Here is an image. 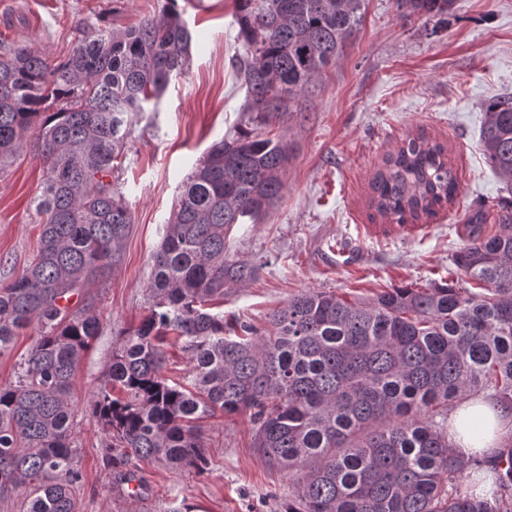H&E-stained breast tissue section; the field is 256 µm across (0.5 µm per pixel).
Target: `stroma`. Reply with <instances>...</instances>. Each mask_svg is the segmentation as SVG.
<instances>
[{
	"instance_id": "obj_1",
	"label": "stroma",
	"mask_w": 512,
	"mask_h": 512,
	"mask_svg": "<svg viewBox=\"0 0 512 512\" xmlns=\"http://www.w3.org/2000/svg\"><path fill=\"white\" fill-rule=\"evenodd\" d=\"M164 0H0V43H25L65 60L80 30L114 29L160 14ZM192 33L184 76L171 80L157 111L132 120L127 158L112 180L132 224L122 262L96 289L101 330L76 372L74 446L83 484L78 512H162L168 502L194 512H284L292 477L253 446L248 415L204 421L207 475L141 464L149 494L113 495L101 456L105 437L86 412L122 330L145 313L151 256L183 182L215 141L247 123L246 90L232 59L240 50L234 0H179ZM362 24L336 62L308 84L269 127L291 157L281 197L258 224L236 225L226 246L257 266L255 279L224 293L225 318L259 331L302 290L368 299L396 285L425 288L447 277L466 240V219L495 218L508 192L480 144L483 105L512 94V0H457L446 22L400 13L396 0H363ZM419 134L443 143L458 194L435 217L399 225L369 206L370 182L385 155ZM44 178L35 148L0 174V282L22 273L40 227L32 205Z\"/></svg>"
}]
</instances>
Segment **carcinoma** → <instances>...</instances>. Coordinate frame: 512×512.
<instances>
[{
	"mask_svg": "<svg viewBox=\"0 0 512 512\" xmlns=\"http://www.w3.org/2000/svg\"><path fill=\"white\" fill-rule=\"evenodd\" d=\"M361 2L234 0L253 127L195 164L152 255L146 314L113 347L88 402L119 492L147 493L141 461L208 473L197 422L219 409L249 414L254 447L295 477L285 512H512L511 208L494 233H484L482 211L466 225L453 261L475 291L452 281L369 300L302 290L264 333L220 311L224 290L257 273L227 254L230 233L261 222L283 189L288 144L264 128L355 37ZM455 3L397 0L433 18ZM166 4L135 26L82 32L59 63L24 43L0 45V172L29 143L45 171L37 249L0 283V356L21 331L39 333L15 381L0 387V498L18 499V512H77L71 395L100 331L91 288L119 266L131 228L112 174L126 159L131 116L157 107L191 55L177 0ZM483 112L485 159L511 190L512 95ZM370 187L378 213L413 224L454 200L458 175L444 145L420 135L385 156ZM170 336L191 365L186 384L163 374ZM478 397L507 419L486 459L448 443V405ZM464 426L487 431L478 411Z\"/></svg>",
	"mask_w": 512,
	"mask_h": 512,
	"instance_id": "obj_1",
	"label": "carcinoma"
}]
</instances>
